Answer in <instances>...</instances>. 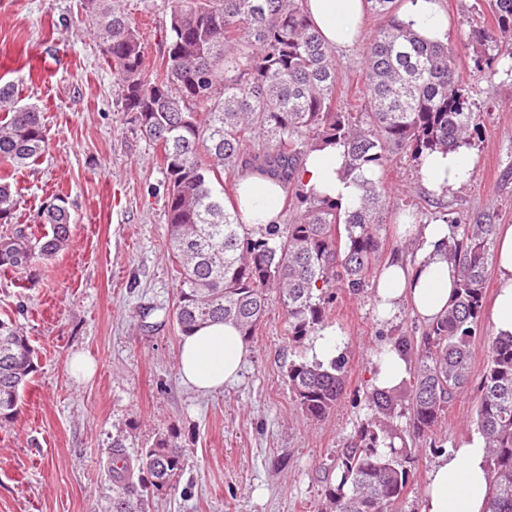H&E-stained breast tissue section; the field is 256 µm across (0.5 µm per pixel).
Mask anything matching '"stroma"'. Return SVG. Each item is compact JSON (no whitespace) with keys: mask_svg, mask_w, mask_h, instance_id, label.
Here are the masks:
<instances>
[{"mask_svg":"<svg viewBox=\"0 0 512 512\" xmlns=\"http://www.w3.org/2000/svg\"><path fill=\"white\" fill-rule=\"evenodd\" d=\"M141 24L147 66L163 54L167 0H130ZM467 92L485 113L471 179L448 196V215L471 223L493 215L512 224V79L476 70L472 30L493 26L485 0H441ZM78 0H0V83L40 108L48 152L21 170V221L52 193L70 201L72 236L64 251L18 275L0 272V314L15 318L39 352V366L13 425L0 427V512H109L112 440L136 458L155 433L174 429L187 454L175 491L150 499L148 512H313L346 438L371 418L364 391L373 350L388 337L418 334L409 308L380 320L372 298L337 291L329 329L350 359L346 391L329 417L307 420L285 379L287 318L278 295L255 336L238 380L201 395L178 375L182 337L165 317L177 302L164 215L165 173L135 113L122 111L98 42ZM339 106H362V51L335 54ZM395 188L383 214L384 256L400 253L394 219L431 213L413 163L393 158L382 174ZM96 363L76 379L69 362ZM476 390L458 398L438 430L446 446L475 436ZM439 453L420 441L416 479L398 512H419Z\"/></svg>","mask_w":512,"mask_h":512,"instance_id":"1","label":"stroma"}]
</instances>
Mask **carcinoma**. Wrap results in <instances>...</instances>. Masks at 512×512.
Segmentation results:
<instances>
[{
    "instance_id": "1",
    "label": "carcinoma",
    "mask_w": 512,
    "mask_h": 512,
    "mask_svg": "<svg viewBox=\"0 0 512 512\" xmlns=\"http://www.w3.org/2000/svg\"><path fill=\"white\" fill-rule=\"evenodd\" d=\"M382 24L362 43L364 108H338V65L315 28L307 0H169L161 29L164 50L148 70L138 23L127 0H80L81 16L112 70L121 109L138 113L159 148L166 175L165 217L177 273L171 317L186 336L210 322L255 335L278 293L288 345L298 348L328 326V304L341 288L369 293L380 260V212L389 195L383 171L402 154L420 164L432 152L469 145L481 131L455 58L458 46L422 38L400 12L403 0H367ZM496 28L473 33L484 46L476 69L497 74L499 36L512 33V0H490ZM347 147L344 174L359 182L349 210L300 189V162L314 148ZM49 137L41 112L19 104L15 85L0 86V222L17 218L21 194L9 172L34 165ZM250 168L300 206L289 224H246L224 178ZM42 231L28 224L0 237V271L25 272L56 256L71 233L69 203L60 193L39 212ZM448 257L459 281L447 310L420 336H393L389 345L409 362V377L390 389L365 388L378 416L361 423L337 454L336 483L325 485L316 512H396L414 476L412 448L402 433L436 447L448 407L472 383L471 353L481 338L485 281L497 225L451 220ZM477 385V430L488 454V512H512V336H488ZM36 350L11 319L0 318V426L17 420L21 393L36 372ZM345 356L323 366L291 360L286 377L296 407L319 422L340 402ZM409 400L405 430L391 424ZM112 439V512H147L149 499L175 489L185 458L177 434H155L135 462Z\"/></svg>"
}]
</instances>
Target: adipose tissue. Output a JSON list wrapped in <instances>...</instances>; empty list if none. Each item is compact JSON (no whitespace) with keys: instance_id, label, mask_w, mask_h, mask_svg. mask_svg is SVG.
Here are the masks:
<instances>
[{"instance_id":"1","label":"adipose tissue","mask_w":512,"mask_h":512,"mask_svg":"<svg viewBox=\"0 0 512 512\" xmlns=\"http://www.w3.org/2000/svg\"><path fill=\"white\" fill-rule=\"evenodd\" d=\"M308 10L331 48L346 51L359 44L367 14L365 0H308ZM402 12L422 37L445 38L448 15L441 0H405ZM345 153L340 143L310 152L301 162L299 177L307 190L352 208L361 190L353 179L342 175ZM475 166L476 156L468 147L445 154L435 152L424 158L420 181L429 193L439 197L469 181ZM236 192L245 223H276L284 194L276 180L246 171L236 179ZM451 234L450 225L439 220L411 225L413 260L387 261L376 281L373 300L381 319H392L404 306L425 322L444 312L458 280V267L448 258ZM494 261L498 289L491 321L496 335L511 336L512 224L497 228ZM247 356L244 340L233 323H209L184 337L178 371L187 386L206 395L233 381ZM372 361L376 387H394L408 376L407 360L391 346L373 351ZM488 477L482 439L462 441L436 460L419 512H485Z\"/></svg>"}]
</instances>
